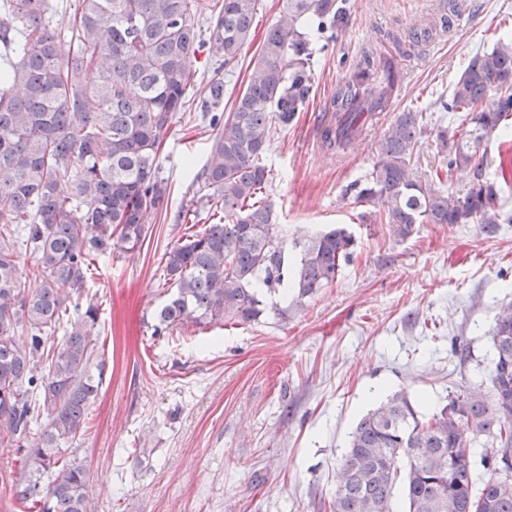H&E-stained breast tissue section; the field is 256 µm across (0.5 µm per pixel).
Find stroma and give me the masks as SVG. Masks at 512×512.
Returning <instances> with one entry per match:
<instances>
[{
    "label": "stroma",
    "instance_id": "1",
    "mask_svg": "<svg viewBox=\"0 0 512 512\" xmlns=\"http://www.w3.org/2000/svg\"><path fill=\"white\" fill-rule=\"evenodd\" d=\"M350 2L346 30L315 44L308 104L273 130L263 162L285 245L342 224L356 238L353 262L303 307L277 295L246 325L153 333L167 298L163 254L183 233L182 214L213 221L195 181L212 134L205 86L220 69L227 93L248 83L284 3L259 0L234 68L204 49L190 59L196 84L159 157L167 209L134 251L96 260L86 285L106 367L64 454L88 467L94 512H331L349 435L388 395L406 393L428 413L456 386L489 392L491 331L512 303V224L492 236L474 224H419L400 240L344 190L371 169L395 113L429 106L471 54L512 38V0ZM432 21L417 51L398 52L394 37ZM367 48L397 58L401 85L354 151L328 154L320 134L331 100Z\"/></svg>",
    "mask_w": 512,
    "mask_h": 512
}]
</instances>
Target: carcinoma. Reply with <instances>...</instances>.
Here are the masks:
<instances>
[{"label": "carcinoma", "instance_id": "carcinoma-1", "mask_svg": "<svg viewBox=\"0 0 512 512\" xmlns=\"http://www.w3.org/2000/svg\"><path fill=\"white\" fill-rule=\"evenodd\" d=\"M257 5L222 0L201 30L209 0H80L62 29L51 0H0V447L31 467L15 489L21 512H90L89 470L65 457L63 445L82 432L105 370L96 353L99 307L84 296L92 257L144 242L149 220L168 204L157 160L194 83L190 58L205 48L226 67L237 61ZM350 9L349 0H285L230 110L202 113L213 135L197 183L221 217L167 247L171 294L155 331L251 323L275 292L301 307L351 262L356 239L344 226L294 243V260L285 259L262 163L272 129L288 127L312 93L315 39L306 24L337 35ZM396 84L386 56L371 51L354 61L323 147L353 148ZM206 94V104L220 106L224 78L214 75ZM436 104L454 113L453 127L439 131L444 166L424 182L415 177L428 123L421 111L400 112L364 181L345 194L381 207L397 239L418 224H477L494 234L512 224L500 204L507 173L488 179L473 161L512 115V41L472 54ZM445 173L468 178L463 195L444 188ZM25 253L35 259L34 289L20 266ZM491 340L490 392L457 386L429 416L394 393L358 421L333 512H397L398 485L403 512H512V305ZM479 435L492 448L477 461Z\"/></svg>", "mask_w": 512, "mask_h": 512}]
</instances>
